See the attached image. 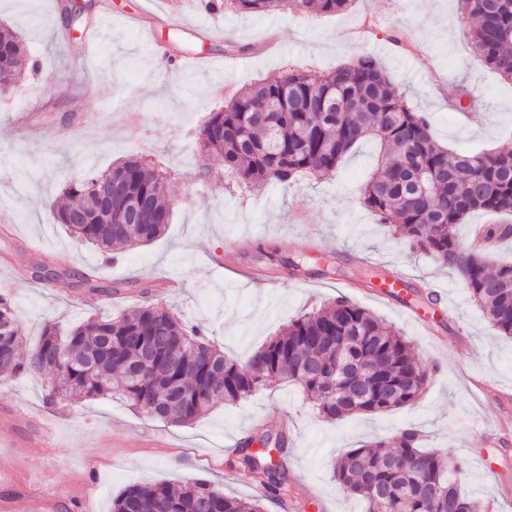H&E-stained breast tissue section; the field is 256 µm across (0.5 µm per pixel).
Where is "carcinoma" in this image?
<instances>
[{
	"label": "carcinoma",
	"mask_w": 512,
	"mask_h": 512,
	"mask_svg": "<svg viewBox=\"0 0 512 512\" xmlns=\"http://www.w3.org/2000/svg\"><path fill=\"white\" fill-rule=\"evenodd\" d=\"M352 0H220L238 13L292 11L337 14ZM473 20L468 44L501 78L512 80V0H460ZM25 44L0 31V82H21ZM365 140L378 147L376 169L360 200L394 239L422 251L459 273L471 299L503 335L512 337V263L469 250L457 225L475 211L512 214V142L493 151L453 153L435 139L431 123L410 107L377 56L364 51L330 72L290 66L276 80L240 88L211 113L199 130L204 156L224 157L225 174L243 193L256 185L286 188L302 176L336 172ZM112 181V202L82 222L74 215L90 185ZM175 183L149 160L131 158L112 168L84 169L65 187L56 220L70 235L103 252L155 241L171 223ZM145 201L135 216L127 199ZM488 241L512 236L511 224L481 228ZM164 340L145 358L154 324ZM321 336H343V376L326 383L336 352ZM54 372L59 384L47 390L54 404L75 395L119 397L138 410L153 407L156 418L178 425L197 420L214 404L237 403L283 375L330 419L388 413L410 406L424 392L428 373L411 341L371 311L339 297L291 321L241 362L224 354L188 326L171 308L138 304L121 316L90 318L61 332L44 326L32 350L16 319L12 297L0 291V375ZM236 449L237 463L252 474L268 498L288 489L281 460ZM461 464L420 448V436L402 429L392 444L370 441L333 463L342 490L356 496L364 512H473L458 486ZM112 512H264L261 499L225 495L209 481L179 486L131 482L112 499Z\"/></svg>",
	"instance_id": "cac0c4a2"
}]
</instances>
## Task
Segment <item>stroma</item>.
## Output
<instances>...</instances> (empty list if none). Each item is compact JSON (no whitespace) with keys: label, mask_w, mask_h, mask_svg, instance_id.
I'll return each instance as SVG.
<instances>
[{"label":"stroma","mask_w":512,"mask_h":512,"mask_svg":"<svg viewBox=\"0 0 512 512\" xmlns=\"http://www.w3.org/2000/svg\"><path fill=\"white\" fill-rule=\"evenodd\" d=\"M64 0H0V25L22 37L27 58L20 87L0 109V282H5L27 345L46 323L75 326L88 317L114 318L142 301L170 305L201 328L225 354L240 360L303 311L341 295L399 329L428 371L425 391L411 406L325 420L286 381L240 405L217 403L193 424L165 423L112 398L48 403L53 374L0 376V413H14L11 435L0 438V496L55 475L90 488L51 512H110L133 481L209 480L225 494L258 496L235 450L258 432H284V464L291 493L267 502V512H362L332 475L333 462L360 444L388 440L415 427L427 448L461 461V491L474 512H512V339L502 336L470 300L459 277L426 254L389 240L384 226L359 203L373 170L374 147L354 149L336 173L289 188H258L237 198L226 189L224 161L210 173L191 170L196 132L223 108L212 86L237 90L297 65L328 72L370 47L424 112L450 151H482L512 136V85L471 50L470 24L456 0H354L330 16L281 13L221 15L203 0H183L182 25L165 14L169 0H112L110 17L94 15L101 36L85 51L83 25L65 29ZM238 52H229V44ZM221 60L215 72L173 69L169 55ZM465 84L476 101L466 116L450 98ZM107 86L110 98L88 94ZM97 120L80 141L66 129L81 115ZM146 157L178 185L171 224L158 240L103 255L70 236L53 205L82 169L103 170ZM326 255L330 267L299 265L301 256ZM42 263L53 279L34 278ZM94 272L105 287L95 302L74 309L86 290L76 271ZM400 271L403 297H375L376 279ZM438 284L439 305L408 307L421 285ZM434 314L432 327L415 314ZM489 460L498 470L489 476Z\"/></svg>","instance_id":"35a3bbf8"}]
</instances>
